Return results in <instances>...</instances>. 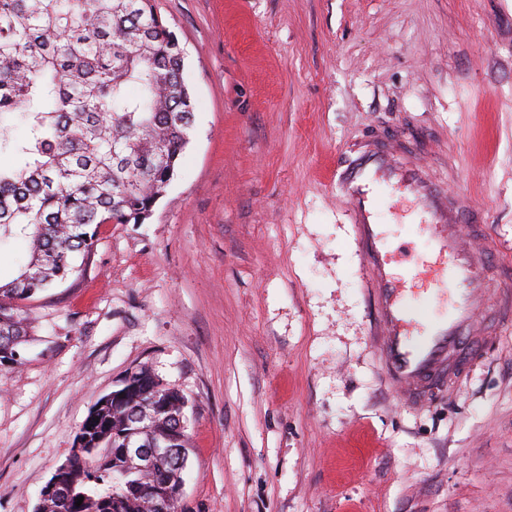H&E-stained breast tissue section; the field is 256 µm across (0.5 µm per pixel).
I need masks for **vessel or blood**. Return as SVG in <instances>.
<instances>
[{"label":"vessel or blood","instance_id":"obj_1","mask_svg":"<svg viewBox=\"0 0 512 512\" xmlns=\"http://www.w3.org/2000/svg\"><path fill=\"white\" fill-rule=\"evenodd\" d=\"M337 193L351 210L357 241L368 273L377 318L375 348L384 374L407 404H422L440 383L450 379L462 359L463 340L474 334L490 289L479 253L464 249L458 230L473 236L482 228L468 198H449L416 162L402 160L389 141L354 149L337 166ZM402 190L420 218L410 231L433 259L397 276L390 270L386 240L377 209L386 191ZM419 292H411L409 283Z\"/></svg>","mask_w":512,"mask_h":512}]
</instances>
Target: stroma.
Masks as SVG:
<instances>
[{
    "mask_svg": "<svg viewBox=\"0 0 512 512\" xmlns=\"http://www.w3.org/2000/svg\"><path fill=\"white\" fill-rule=\"evenodd\" d=\"M195 129L141 224H104L22 305L0 367V512H35L89 410L148 366L182 392L188 512H512V324L482 317L452 388L399 401L330 174L399 136L512 280V0H154ZM380 205L397 272L425 249Z\"/></svg>",
    "mask_w": 512,
    "mask_h": 512,
    "instance_id": "35a3bbf8",
    "label": "stroma"
}]
</instances>
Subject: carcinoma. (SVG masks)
<instances>
[{
	"mask_svg": "<svg viewBox=\"0 0 512 512\" xmlns=\"http://www.w3.org/2000/svg\"><path fill=\"white\" fill-rule=\"evenodd\" d=\"M183 70L152 0H0V247L28 245L0 277V352L27 336L20 302L88 256L92 226L142 222L166 192L195 121ZM134 376L123 402L89 411L101 453L46 512H154L183 483L176 456L124 478L126 439L186 435V397L145 366Z\"/></svg>",
	"mask_w": 512,
	"mask_h": 512,
	"instance_id": "cac0c4a2",
	"label": "carcinoma"
}]
</instances>
